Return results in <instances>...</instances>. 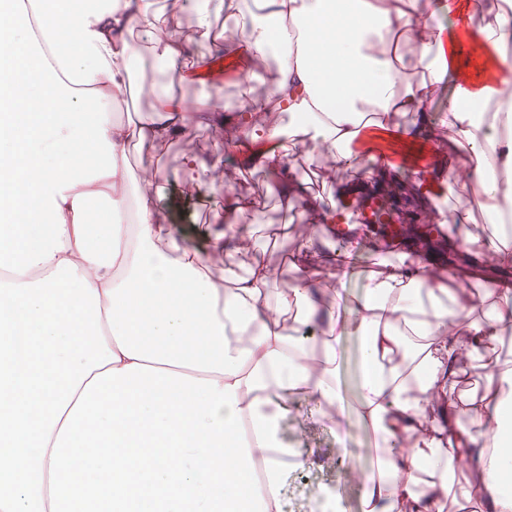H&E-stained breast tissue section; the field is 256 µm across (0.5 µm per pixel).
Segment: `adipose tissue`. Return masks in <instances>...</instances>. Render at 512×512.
I'll use <instances>...</instances> for the list:
<instances>
[{"label":"adipose tissue","instance_id":"adipose-tissue-1","mask_svg":"<svg viewBox=\"0 0 512 512\" xmlns=\"http://www.w3.org/2000/svg\"><path fill=\"white\" fill-rule=\"evenodd\" d=\"M187 10L263 98L229 116L184 96L205 76L181 35ZM511 53L512 0L0 7V512H284L308 457L280 422L309 399L340 425L350 329L378 452L360 512H512L498 488L512 469V279L475 284L480 255L512 265V81L498 77ZM137 62L162 66L163 84L134 82ZM143 95L148 112L113 118ZM197 127L213 140L184 154V186L221 225L220 251L176 231L161 193L163 155ZM423 132L454 160L447 195L422 202L454 260L380 258L348 326L345 267L362 246L348 202L369 173L385 196L416 192L388 181L371 140ZM87 139L104 159L80 172L60 147ZM215 163L261 165L279 223L259 234L244 189L199 191Z\"/></svg>","mask_w":512,"mask_h":512}]
</instances>
